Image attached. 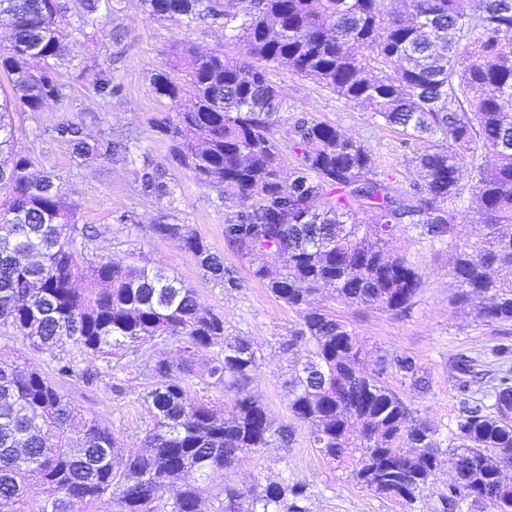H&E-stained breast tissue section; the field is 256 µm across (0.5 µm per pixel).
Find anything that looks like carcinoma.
Here are the masks:
<instances>
[{"label":"carcinoma","mask_w":512,"mask_h":512,"mask_svg":"<svg viewBox=\"0 0 512 512\" xmlns=\"http://www.w3.org/2000/svg\"><path fill=\"white\" fill-rule=\"evenodd\" d=\"M114 0H85L79 32L95 43L97 22ZM148 17L191 24L203 17L224 28V45L247 46L250 61L225 50L185 47L151 75L174 114L155 119L197 183L224 192V241L241 258L260 253L271 266L254 279L298 315L281 342L292 354L286 382L292 419L331 465L374 496L412 512L443 463L453 471L435 512H454L470 489L497 512H512V371L502 370L473 397L460 367V400L443 434L418 417L387 383L427 392L432 381L408 354L367 346L344 320L312 296L330 288L342 302L411 315L425 287L423 270L389 243L414 232L451 255L455 299L481 301L475 320L512 323V0H407L401 16L384 0H141ZM105 16H100L101 11ZM0 72L14 99L0 102V341L19 339L54 364L50 377L28 363H0V512H89L107 496L114 512H203L200 483L224 478L212 512H310L306 485L283 477L243 490L232 474L240 454L288 448L291 424H275L250 384L261 366L253 344L226 334L224 315L202 305L178 278L146 265L99 258L83 265L77 244L97 234L77 223L66 175L40 172L19 145L14 114L34 117L70 97L57 74L67 57L87 67L92 53L71 54L62 0H0ZM283 65L348 104H365L375 121L424 143L414 153L410 190L377 171L370 150L335 126L294 120L283 146L266 116L282 107L268 68ZM88 92L112 97V75L97 64ZM72 146L73 164L90 158L135 162L131 146L90 138L82 121L31 129ZM470 167L484 232L463 238L456 215ZM139 192L166 200L147 225L176 242L226 292L242 282L206 238L173 222L176 188L165 169L145 164ZM369 215L351 224L353 213ZM71 344L79 355L61 356ZM212 356L199 362V355ZM135 357L130 371L113 361ZM111 378L124 397L143 380L154 423L144 450L126 449L96 417L74 407L58 381L86 387ZM233 389L231 409L190 393L187 381Z\"/></svg>","instance_id":"obj_1"}]
</instances>
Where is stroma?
I'll list each match as a JSON object with an SVG mask.
<instances>
[{
	"instance_id": "stroma-1",
	"label": "stroma",
	"mask_w": 512,
	"mask_h": 512,
	"mask_svg": "<svg viewBox=\"0 0 512 512\" xmlns=\"http://www.w3.org/2000/svg\"><path fill=\"white\" fill-rule=\"evenodd\" d=\"M121 7L111 23L99 28V56L110 63L116 89L110 102L86 93V86L95 78L94 70H75L65 60L59 72L72 87L70 100L49 105L36 118L26 119L25 124L51 126L64 120H81L92 137L133 140L136 160L146 159L162 166L169 180L176 184L177 223L190 225L206 237L213 250L223 255L225 265L236 270L242 281L241 289L224 292L203 275L175 242L149 234L147 226L163 204L138 194L134 166L98 159L81 168L73 167L68 143L49 137L36 142L34 152L45 170L68 173L66 190L79 205V223L96 228V236L83 243L86 256L160 267L193 288L204 306L223 313L229 335L246 337L258 347L262 365L253 379L252 390L275 423H288L284 389L287 357L279 352L276 340L287 335L297 316L254 280L251 263L241 259L225 243L220 190L190 179L172 161L170 142L152 125L154 116L170 109L167 100L157 97L153 90L152 72L168 61L176 47L189 44L204 50L218 47L224 41V31L207 21L188 26L149 19L143 14L139 0H123ZM270 79L284 103L271 127L278 141L289 143L295 116L307 114L363 142L373 153L378 170L395 175L400 189L409 188L414 179L409 160L420 149V142L400 130L379 125L368 109L345 103L322 84L301 78L287 68L271 69ZM392 247L421 266L425 273L426 285L418 294L410 317L347 305L329 290L315 294L314 302L334 311L368 346L418 357L428 369L433 387L426 394L405 390L401 396L419 416L445 425L458 403L455 388L458 357L468 356L472 362L477 374L473 391L484 389L499 370L490 349L498 343L512 344V323L475 322L468 306L454 303L456 289L449 273L447 250L430 245L412 233L398 235ZM60 387L76 407L96 416L119 434L126 447L139 446L151 423L150 414L139 398L144 390L140 382H133L130 395L123 399L114 397L104 382L93 389L70 381L61 382ZM283 476L306 484L310 512H399L393 503L358 488L341 469L327 464L310 447L303 429L298 430L291 447L246 455L235 480L245 488Z\"/></svg>"
}]
</instances>
